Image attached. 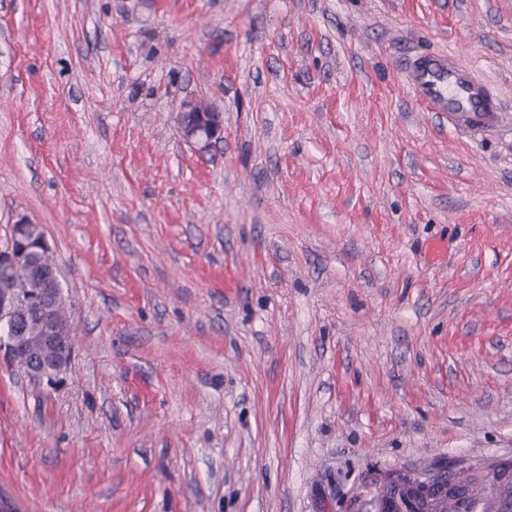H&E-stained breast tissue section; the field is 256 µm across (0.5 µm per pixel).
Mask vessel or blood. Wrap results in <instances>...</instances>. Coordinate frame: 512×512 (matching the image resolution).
<instances>
[{
  "label": "vessel or blood",
  "mask_w": 512,
  "mask_h": 512,
  "mask_svg": "<svg viewBox=\"0 0 512 512\" xmlns=\"http://www.w3.org/2000/svg\"><path fill=\"white\" fill-rule=\"evenodd\" d=\"M402 73L417 103L428 111L447 115L459 131L501 124L503 104L487 83L450 53H417L405 62Z\"/></svg>",
  "instance_id": "vessel-or-blood-1"
}]
</instances>
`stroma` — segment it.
I'll list each match as a JSON object with an SVG mask.
<instances>
[{"mask_svg": "<svg viewBox=\"0 0 512 512\" xmlns=\"http://www.w3.org/2000/svg\"><path fill=\"white\" fill-rule=\"evenodd\" d=\"M420 51L505 125L423 111ZM22 217L77 344L51 389L0 351L18 512H377L512 465V0H0V246ZM402 73L417 103L429 112L448 114V124L456 130L485 129L506 118L498 96L451 53H416ZM178 121L182 137L187 142L199 146L200 150L217 149L224 142L223 113L205 101L194 97L187 99ZM397 489L400 493V507L393 509L391 501L385 494L379 504L380 512H435V498L433 496L440 489L419 494V476L404 474L398 475L388 486V489ZM387 489V490H388Z\"/></svg>", "mask_w": 512, "mask_h": 512, "instance_id": "35a3bbf8", "label": "stroma"}]
</instances>
